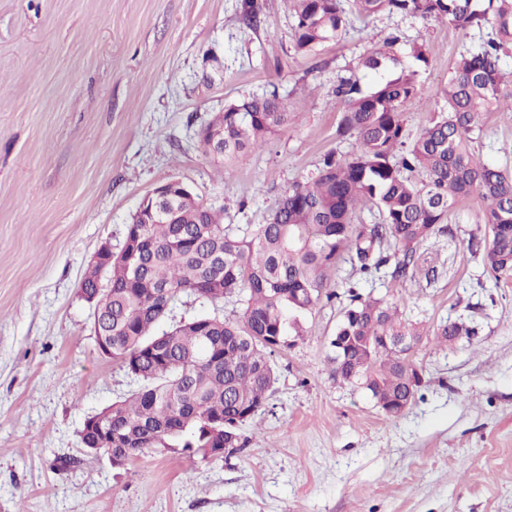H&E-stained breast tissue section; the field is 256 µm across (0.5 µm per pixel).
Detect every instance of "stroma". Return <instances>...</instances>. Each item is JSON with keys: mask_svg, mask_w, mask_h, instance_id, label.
<instances>
[{"mask_svg": "<svg viewBox=\"0 0 512 512\" xmlns=\"http://www.w3.org/2000/svg\"><path fill=\"white\" fill-rule=\"evenodd\" d=\"M0 0V512H512V273L487 272L472 243L487 232L476 202L421 245L414 274L338 284L399 301L426 330L454 320L475 336L423 341L424 384L387 416L336 379L330 341L347 294L319 302L303 334L274 357L276 381L243 447L219 460L164 452L125 469L82 449L83 421L136 384L95 348L81 279L103 243L120 247L132 214L178 180L228 224L266 223L288 189L347 158L336 134L341 80L389 33L421 96L405 107L416 137L446 107L453 62L491 26L462 31L399 13H346L342 36L297 51L286 0ZM278 92L300 117L231 164L206 154L200 129L224 107ZM512 168V112H493L476 144ZM238 318L233 299L180 295L168 324Z\"/></svg>", "mask_w": 512, "mask_h": 512, "instance_id": "stroma-1", "label": "stroma"}]
</instances>
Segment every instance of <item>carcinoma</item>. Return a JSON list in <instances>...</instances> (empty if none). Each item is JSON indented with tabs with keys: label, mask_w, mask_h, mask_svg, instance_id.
<instances>
[{
	"label": "carcinoma",
	"mask_w": 512,
	"mask_h": 512,
	"mask_svg": "<svg viewBox=\"0 0 512 512\" xmlns=\"http://www.w3.org/2000/svg\"><path fill=\"white\" fill-rule=\"evenodd\" d=\"M350 2L361 15L397 12L460 30L491 20L494 34L460 55L444 89L447 111L411 141L404 108L423 90L419 70L403 63L398 35L368 50L361 70L395 76L370 90L357 78L336 87L347 103L337 134L355 138L354 153L326 156L318 176L294 184L267 223L243 231L194 198L179 204L175 224L128 225L112 264L90 265L81 291L103 297L93 322L137 389L95 414L112 421V446L97 448L94 435L80 431L88 454L110 458L124 448L132 461L151 451L154 439L167 452L201 458L207 448L241 447L238 427L255 420L275 383V354L301 335V316L337 297L333 274L343 255L365 279L391 263L392 276L404 277L417 249L446 231L448 212L464 200L477 201L490 233L483 266L495 275L512 272V173L475 150L482 117L512 112V94L502 88L503 61L512 51V0ZM288 5L298 51L312 54L341 36L342 0ZM293 117L272 92L226 106L206 127L224 135V160L231 161L263 147ZM366 204L376 208L379 222L353 223ZM160 288L174 301L183 293L214 302L232 298L242 313L236 321L203 315L155 334L168 317L156 297ZM346 293L350 305L336 335L349 342L335 351L336 368H352L349 385L369 398L409 407L418 394L409 391V370L417 364L383 338L414 336L419 344L423 332L403 320L398 303L364 295L350 281ZM461 329L475 335L462 320L441 324L434 337L448 345Z\"/></svg>",
	"instance_id": "1"
}]
</instances>
